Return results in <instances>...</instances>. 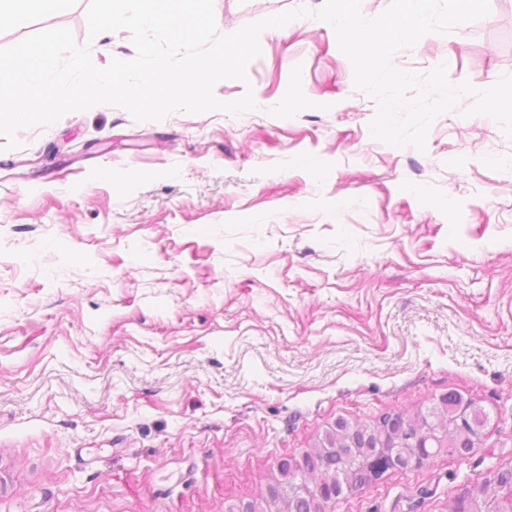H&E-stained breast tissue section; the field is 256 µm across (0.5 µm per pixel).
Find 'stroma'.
Here are the masks:
<instances>
[{
  "label": "stroma",
  "instance_id": "stroma-1",
  "mask_svg": "<svg viewBox=\"0 0 512 512\" xmlns=\"http://www.w3.org/2000/svg\"><path fill=\"white\" fill-rule=\"evenodd\" d=\"M322 0H214L219 33ZM88 0L0 23V47ZM393 64L454 83L512 75V0ZM230 102L134 121L116 106L0 135V512H226L342 419L451 392L478 445L390 471L335 512H444L512 468V137L447 112L425 150L373 138V99L331 25L264 30Z\"/></svg>",
  "mask_w": 512,
  "mask_h": 512
}]
</instances>
